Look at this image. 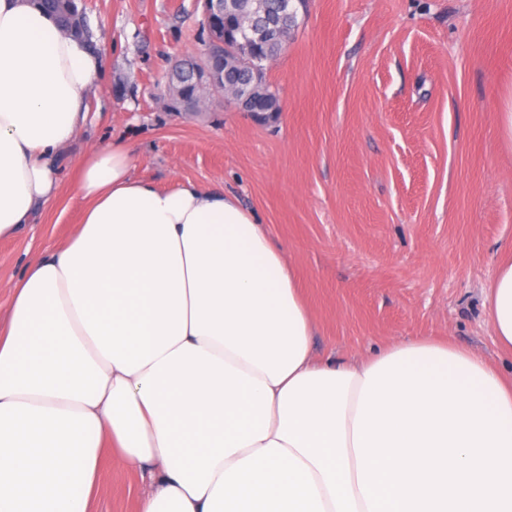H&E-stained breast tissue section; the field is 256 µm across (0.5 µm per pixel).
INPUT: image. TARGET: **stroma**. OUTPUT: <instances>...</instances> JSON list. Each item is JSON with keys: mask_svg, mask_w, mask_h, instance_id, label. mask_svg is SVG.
Listing matches in <instances>:
<instances>
[{"mask_svg": "<svg viewBox=\"0 0 512 512\" xmlns=\"http://www.w3.org/2000/svg\"><path fill=\"white\" fill-rule=\"evenodd\" d=\"M104 69L84 128L59 162L55 202L0 240V282L81 219L78 167L123 142L162 189L224 188L285 253L317 355L364 358L438 337L504 371L482 289L512 248V147L498 135L512 94V0H310L267 70L281 116L251 120L211 98L165 109L176 60L207 34L198 0H84ZM135 474L104 471L96 512H139Z\"/></svg>", "mask_w": 512, "mask_h": 512, "instance_id": "obj_1", "label": "stroma"}]
</instances>
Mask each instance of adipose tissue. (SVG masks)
<instances>
[{
	"instance_id": "adipose-tissue-1",
	"label": "adipose tissue",
	"mask_w": 512,
	"mask_h": 512,
	"mask_svg": "<svg viewBox=\"0 0 512 512\" xmlns=\"http://www.w3.org/2000/svg\"><path fill=\"white\" fill-rule=\"evenodd\" d=\"M98 42L0 0V239L55 201ZM80 164L76 231L0 311V512H93L104 464L140 512H512V372L447 340L320 361L293 271L223 190ZM512 354V250L484 290Z\"/></svg>"
}]
</instances>
